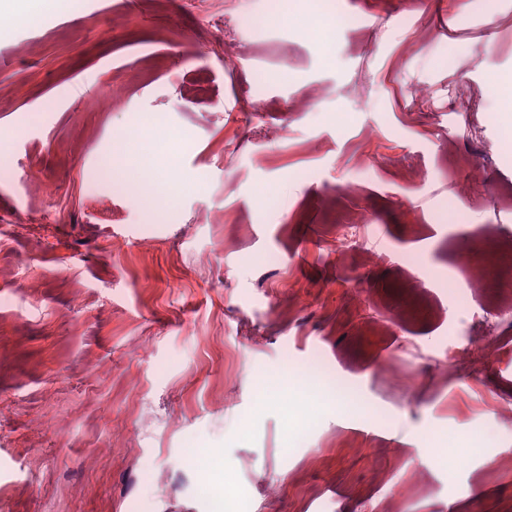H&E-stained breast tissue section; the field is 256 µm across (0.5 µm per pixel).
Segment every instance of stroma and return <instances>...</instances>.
I'll use <instances>...</instances> for the list:
<instances>
[{
  "instance_id": "obj_1",
  "label": "stroma",
  "mask_w": 512,
  "mask_h": 512,
  "mask_svg": "<svg viewBox=\"0 0 512 512\" xmlns=\"http://www.w3.org/2000/svg\"><path fill=\"white\" fill-rule=\"evenodd\" d=\"M290 14L0 24V512H214L212 486L224 512H512V309L464 285L498 276L487 235L512 246V0ZM322 15L326 44L297 24ZM146 113L186 185L150 202L118 166ZM484 318L489 362L449 368ZM305 373L345 413L258 412ZM438 433L484 446L454 466Z\"/></svg>"
}]
</instances>
